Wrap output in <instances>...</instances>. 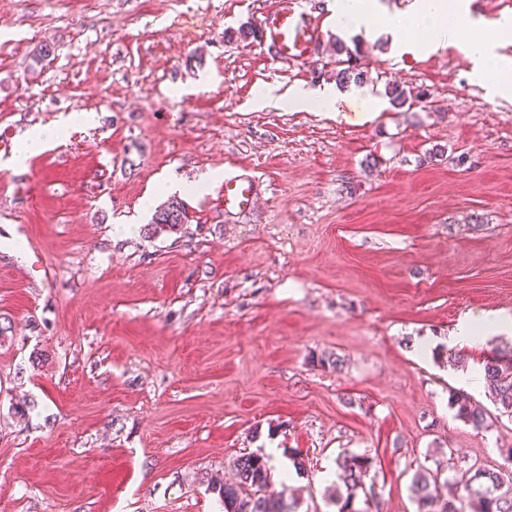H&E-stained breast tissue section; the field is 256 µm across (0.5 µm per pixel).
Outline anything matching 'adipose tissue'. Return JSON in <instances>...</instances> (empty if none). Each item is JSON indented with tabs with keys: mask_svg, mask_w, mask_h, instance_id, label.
Listing matches in <instances>:
<instances>
[{
	"mask_svg": "<svg viewBox=\"0 0 512 512\" xmlns=\"http://www.w3.org/2000/svg\"><path fill=\"white\" fill-rule=\"evenodd\" d=\"M336 22L344 28L388 35L399 47L434 51L447 46L449 40H456L464 56L478 66L481 79L499 97L512 98V58L497 51L501 42L512 39V18L492 22V37L480 38L474 34L478 23L470 17L465 0H413L407 11L394 15L377 14L375 0H336ZM257 102L263 106L285 103L296 110L316 107L324 112H334L338 109L339 98L332 89L317 94L304 90L280 94L269 86L260 90ZM93 120V113L80 112L27 131L12 158L13 165L23 166L29 157L57 143L73 125H87ZM509 332H512L511 317L488 312L475 319L461 320L449 342L462 347L478 334L492 336Z\"/></svg>",
	"mask_w": 512,
	"mask_h": 512,
	"instance_id": "adipose-tissue-1",
	"label": "adipose tissue"
}]
</instances>
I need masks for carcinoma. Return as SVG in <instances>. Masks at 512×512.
Instances as JSON below:
<instances>
[{"instance_id":"cac0c4a2","label":"carcinoma","mask_w":512,"mask_h":512,"mask_svg":"<svg viewBox=\"0 0 512 512\" xmlns=\"http://www.w3.org/2000/svg\"><path fill=\"white\" fill-rule=\"evenodd\" d=\"M336 81L341 84L362 83L368 71L359 63V48L336 46ZM187 223V212L181 201L170 199L157 207L148 236L176 233ZM480 373L487 393L497 412L512 418V350H495L484 359ZM450 404L456 415L476 430L487 429L492 424L491 412L471 398L450 394ZM373 459L365 454L344 455L337 458V467L343 476L345 492L337 493L330 502L337 512H371L369 500L376 498L374 489H366L365 478ZM235 481L210 480L224 506V512H295L297 501L283 505V499L266 495L271 480V466L264 456L257 453L243 454L234 462ZM464 490L465 496L458 495ZM364 493V504L359 507L358 492ZM417 512H512V470L486 469L471 466L453 478L426 469L415 471L410 484Z\"/></svg>"}]
</instances>
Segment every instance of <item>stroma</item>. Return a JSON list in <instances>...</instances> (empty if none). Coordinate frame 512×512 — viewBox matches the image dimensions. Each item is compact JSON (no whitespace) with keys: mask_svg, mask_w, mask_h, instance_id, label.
Segmentation results:
<instances>
[{"mask_svg":"<svg viewBox=\"0 0 512 512\" xmlns=\"http://www.w3.org/2000/svg\"><path fill=\"white\" fill-rule=\"evenodd\" d=\"M275 2L0 0V512H220L209 478L270 448L305 462L269 487L298 512H336L347 453L372 457L382 512H416L418 466L505 467L512 420L475 431L449 396L490 404L470 375L512 335L458 369L418 342L512 315V102L455 44L339 28L336 0H301L318 38L299 62L225 39ZM340 40L377 110L258 105L333 85ZM75 112L96 120L10 167ZM241 170L259 201L225 212ZM205 174L187 224L147 236L165 181ZM93 120L94 115L91 112L73 113L66 119L27 131L11 162L15 167L23 166L29 157L39 154L57 143L73 125H87Z\"/></svg>","mask_w":512,"mask_h":512,"instance_id":"stroma-1","label":"stroma"}]
</instances>
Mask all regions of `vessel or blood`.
<instances>
[{
  "instance_id": "vessel-or-blood-1",
  "label": "vessel or blood",
  "mask_w": 512,
  "mask_h": 512,
  "mask_svg": "<svg viewBox=\"0 0 512 512\" xmlns=\"http://www.w3.org/2000/svg\"><path fill=\"white\" fill-rule=\"evenodd\" d=\"M264 43L273 46L279 61L294 62L308 57L316 40V28L298 9L296 0H277L276 8L259 22ZM258 196V183L248 174H234L224 180L222 198L228 212L252 209Z\"/></svg>"
}]
</instances>
